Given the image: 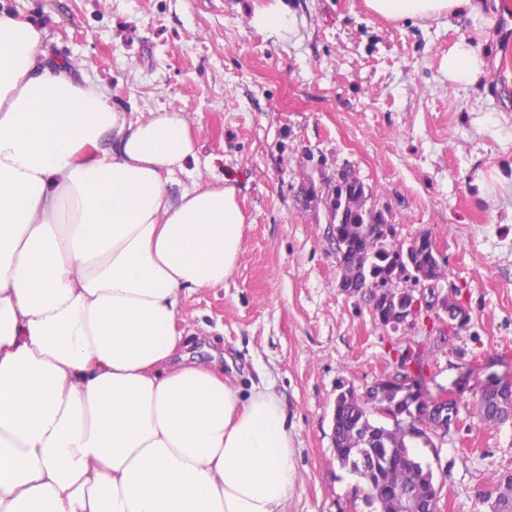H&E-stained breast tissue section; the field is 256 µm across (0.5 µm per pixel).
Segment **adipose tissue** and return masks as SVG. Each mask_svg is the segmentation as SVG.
Here are the masks:
<instances>
[{
    "instance_id": "adipose-tissue-1",
    "label": "adipose tissue",
    "mask_w": 512,
    "mask_h": 512,
    "mask_svg": "<svg viewBox=\"0 0 512 512\" xmlns=\"http://www.w3.org/2000/svg\"><path fill=\"white\" fill-rule=\"evenodd\" d=\"M387 20L480 0H364ZM0 10V512H286V405L184 352L187 293L223 287L246 216L230 179L169 185L197 154L185 113L131 115ZM489 66L461 42L442 63Z\"/></svg>"
}]
</instances>
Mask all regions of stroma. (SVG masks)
Returning <instances> with one entry per match:
<instances>
[{
  "instance_id": "1",
  "label": "stroma",
  "mask_w": 512,
  "mask_h": 512,
  "mask_svg": "<svg viewBox=\"0 0 512 512\" xmlns=\"http://www.w3.org/2000/svg\"><path fill=\"white\" fill-rule=\"evenodd\" d=\"M288 8L284 37L249 25ZM45 33L48 62L103 87L118 107L185 112L198 135L180 175L229 177L247 217L223 287L187 295L190 351L223 366L242 392L266 381L288 407L297 492L287 512H373L337 462L331 418L340 390L365 391L402 352L421 354L431 392L457 416L419 454L440 512H489L512 474V418L472 411L489 375L512 378V0L489 35L463 17L390 21L364 0H0ZM497 58L471 84L442 61L460 41ZM348 170L385 214L388 239L427 233L469 322L446 334L421 320L392 330L366 296L339 285L325 198Z\"/></svg>"
}]
</instances>
